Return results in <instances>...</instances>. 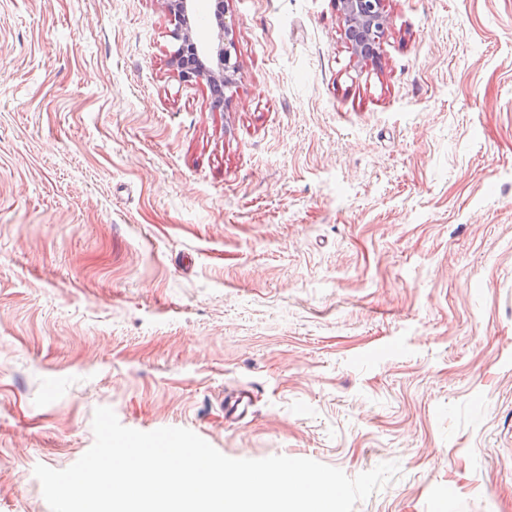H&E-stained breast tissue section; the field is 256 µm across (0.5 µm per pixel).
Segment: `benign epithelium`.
I'll use <instances>...</instances> for the list:
<instances>
[{"label": "benign epithelium", "instance_id": "1", "mask_svg": "<svg viewBox=\"0 0 512 512\" xmlns=\"http://www.w3.org/2000/svg\"><path fill=\"white\" fill-rule=\"evenodd\" d=\"M336 6L344 21L343 37L357 61L377 60L390 24L385 0H336ZM225 8L226 0H169L170 37L176 44L173 63L180 79L201 80L230 92L236 87L238 65ZM205 11L218 33L202 40L196 23Z\"/></svg>", "mask_w": 512, "mask_h": 512}]
</instances>
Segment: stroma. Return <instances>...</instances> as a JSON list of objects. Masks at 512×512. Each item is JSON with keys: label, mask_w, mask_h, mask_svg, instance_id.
Here are the masks:
<instances>
[{"label": "stroma", "mask_w": 512, "mask_h": 512, "mask_svg": "<svg viewBox=\"0 0 512 512\" xmlns=\"http://www.w3.org/2000/svg\"><path fill=\"white\" fill-rule=\"evenodd\" d=\"M386 10L359 64L336 0H229L217 109L166 0H0V512L100 406L512 512V0Z\"/></svg>", "instance_id": "35a3bbf8"}]
</instances>
